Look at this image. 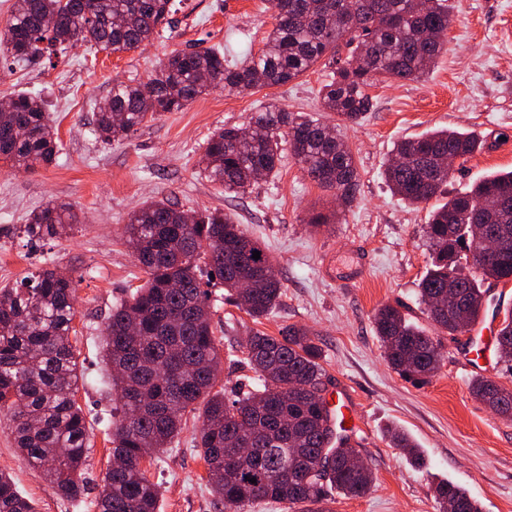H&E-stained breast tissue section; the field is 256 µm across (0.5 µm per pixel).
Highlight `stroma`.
Returning <instances> with one entry per match:
<instances>
[{
    "instance_id": "stroma-1",
    "label": "stroma",
    "mask_w": 512,
    "mask_h": 512,
    "mask_svg": "<svg viewBox=\"0 0 512 512\" xmlns=\"http://www.w3.org/2000/svg\"><path fill=\"white\" fill-rule=\"evenodd\" d=\"M453 23L448 50L417 81L386 79L369 89L374 108L360 124L343 128L360 174L357 198L337 209L332 192L316 186L292 157L275 178L258 180L251 193L235 196L202 171L205 142L217 129L242 124L273 102L328 123L319 91L331 67L316 64L288 84L252 95L213 89L180 112H167L128 139L97 141L89 120L117 82L147 80L174 50L222 47L231 63L248 59L271 27L264 0H181L171 30L131 52L79 45L59 52L55 67L22 69L0 55V100L18 91L45 99L60 142L56 162L18 170L0 162V287L13 285L54 259L60 268L82 266L76 280L73 326L80 373L76 400L90 440L88 473L100 484L112 459V392L100 341L114 305L142 284L123 234L130 213L145 200L168 197L185 209H218L238 216L245 230L274 260L284 283L279 306L254 324L212 289V324L219 342V388L250 380L242 346L254 328L276 336L287 327L306 329L319 345L329 389L353 403L357 433L351 445L372 469L369 493L349 498L329 491L332 512H440L435 487L465 488L482 512H512V421L475 398L465 365L468 337L440 336L441 366L423 385L406 382L388 364L373 315L398 307L428 334L418 283L430 258L429 212L439 199L413 208L389 189L383 171L400 140L435 128L467 131L488 146L457 160L446 189L469 190L487 173L512 168V0H448ZM71 204L82 222L68 234L29 240L21 231L28 214L48 202ZM331 223L313 227V214ZM365 255L356 277L351 257ZM201 421L186 423L164 453L143 464L162 493L158 512H224L212 494L196 448ZM398 428L418 444L411 459L393 447ZM0 470L31 498L37 512H93L90 498L58 496L0 429Z\"/></svg>"
}]
</instances>
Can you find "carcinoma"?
Segmentation results:
<instances>
[{"label":"carcinoma","mask_w":512,"mask_h":512,"mask_svg":"<svg viewBox=\"0 0 512 512\" xmlns=\"http://www.w3.org/2000/svg\"><path fill=\"white\" fill-rule=\"evenodd\" d=\"M272 28L263 48L240 64L224 62L216 47L172 51L149 81L116 84L111 108L94 113L92 131L104 144L122 141L165 112H181L212 87L252 95L286 84L323 59L334 67L320 93L323 111L344 125L360 123L372 110L368 87L379 78L419 80L448 50L452 15L447 0H267ZM175 0H14L0 26V53L28 66L79 43L110 52H130L162 37L172 24ZM56 18L50 30L42 20ZM352 45L339 57L341 40ZM13 111L0 112V159L15 168L56 161L60 145L47 106L36 95L11 97ZM485 148L467 132L441 128L398 142L384 170L393 194L410 206L441 195L450 172L442 162L465 159ZM319 188L347 208L356 199L359 174L350 148L335 128L276 104L250 114L239 126L212 133L202 163L207 178L228 193L245 195L258 176L274 177L284 151ZM81 219L65 203L33 211L23 232L29 240L74 229ZM498 239L496 251L479 262L482 278L464 273L462 257L480 233ZM124 234L144 285L114 307L104 329L103 358L112 370L120 417L112 422L111 467L94 500L95 512H156L160 490L142 468V451L160 452L182 429L183 417L202 406L197 447L208 485L224 512H243L257 500H272L300 512H331L326 488L351 498L368 493L374 475L351 468L335 443L350 440L341 418L326 410L327 376L321 351L294 326L279 336L253 332L246 360L260 386L215 390L220 348L212 327L211 291L224 285L227 298L254 321L267 316L284 294L274 265L236 216L219 210H184L167 198L146 201L133 212ZM426 234L431 256L418 284L427 318L454 337L480 318L482 281H512V170L498 171L430 211ZM260 252V259L252 258ZM52 261L17 286L0 288V415L17 451L39 470L55 492L84 497L88 430L75 395L76 346L73 273ZM375 330L391 366L421 385L439 369L434 337L392 305L374 314ZM137 335H129L131 326ZM495 347L512 366V311L504 314ZM472 394L494 398L512 411V388L484 376L472 379ZM391 442L412 457L417 443L394 429ZM327 477L321 482V477ZM256 482H250V479ZM442 512H481L468 491L441 483ZM0 512H37L11 478L0 472Z\"/></svg>","instance_id":"1"}]
</instances>
